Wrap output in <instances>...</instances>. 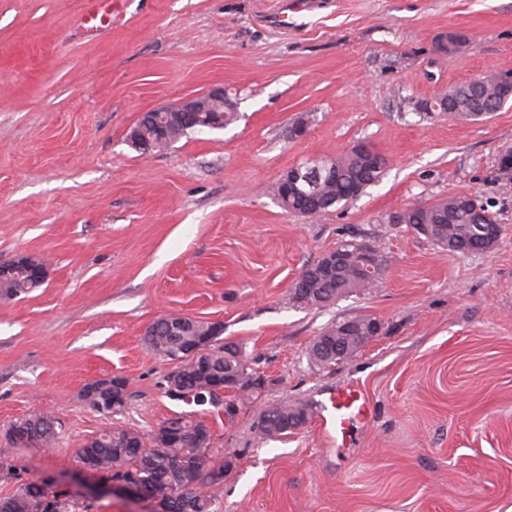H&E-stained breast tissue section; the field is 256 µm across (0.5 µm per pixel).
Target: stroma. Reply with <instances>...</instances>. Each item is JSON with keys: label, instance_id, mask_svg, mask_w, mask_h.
<instances>
[{"label": "stroma", "instance_id": "stroma-1", "mask_svg": "<svg viewBox=\"0 0 512 512\" xmlns=\"http://www.w3.org/2000/svg\"><path fill=\"white\" fill-rule=\"evenodd\" d=\"M120 0L110 30L86 33L84 0H0V260L49 262L45 284L0 303V461L91 512L147 503L92 493L77 451L112 424L157 429L177 412L210 423L229 453L216 512H512V191L497 170L512 149V106L478 122L421 103L487 69L512 71V0ZM471 41L438 50L441 33ZM223 88L239 114L140 153V116ZM310 116L305 137L287 129ZM372 144L384 176L357 200L308 219L272 187L308 159ZM491 202V251L443 250L385 214L451 194ZM379 239L376 288L326 308L289 290L345 235ZM162 315L224 325L267 384L223 408L168 399L169 371L142 341ZM377 318L357 356L319 369L313 338L332 321ZM129 384L118 419L83 386ZM359 387L372 414L331 444L316 421L263 436L282 400L321 411ZM58 422L51 448L19 447L11 422Z\"/></svg>", "mask_w": 512, "mask_h": 512}]
</instances>
